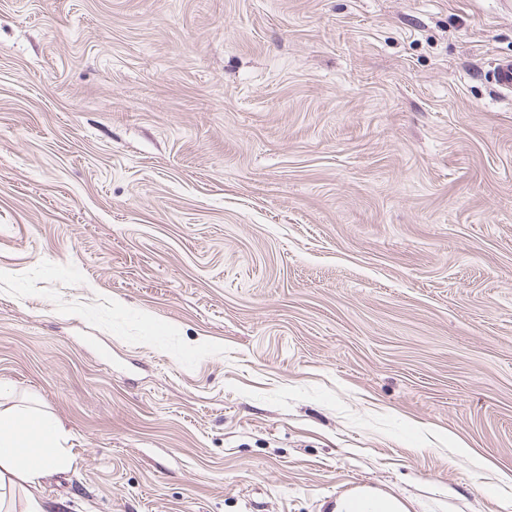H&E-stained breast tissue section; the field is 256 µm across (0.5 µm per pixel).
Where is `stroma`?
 <instances>
[{
  "instance_id": "stroma-1",
  "label": "stroma",
  "mask_w": 512,
  "mask_h": 512,
  "mask_svg": "<svg viewBox=\"0 0 512 512\" xmlns=\"http://www.w3.org/2000/svg\"><path fill=\"white\" fill-rule=\"evenodd\" d=\"M503 0H0V395L47 512H512ZM0 395V511L17 486L38 488L43 473L64 466L62 425L38 408L6 405ZM34 426V428H32ZM362 482H352L344 487L343 493L348 503L347 512H388L384 499L373 494Z\"/></svg>"
}]
</instances>
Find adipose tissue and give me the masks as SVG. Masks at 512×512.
Masks as SVG:
<instances>
[{"mask_svg":"<svg viewBox=\"0 0 512 512\" xmlns=\"http://www.w3.org/2000/svg\"><path fill=\"white\" fill-rule=\"evenodd\" d=\"M61 424L37 408L0 401V512L20 486L37 488L43 473L66 465Z\"/></svg>","mask_w":512,"mask_h":512,"instance_id":"obj_1","label":"adipose tissue"}]
</instances>
